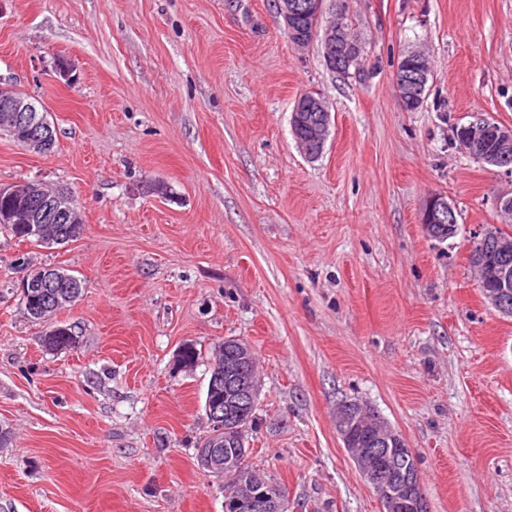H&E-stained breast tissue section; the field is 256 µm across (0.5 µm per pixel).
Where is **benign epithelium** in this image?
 <instances>
[{"instance_id":"benign-epithelium-1","label":"benign epithelium","mask_w":512,"mask_h":512,"mask_svg":"<svg viewBox=\"0 0 512 512\" xmlns=\"http://www.w3.org/2000/svg\"><path fill=\"white\" fill-rule=\"evenodd\" d=\"M276 10L282 18L286 34L296 48L308 46V38L296 34L297 0H275ZM312 38L320 39L327 53L336 55L338 70L349 71L356 60L355 50L359 45L353 41L343 26L326 23L312 27ZM58 80L72 86L78 81L74 66L70 63L54 65ZM429 73L421 70L413 76L395 77V85L400 99L415 102L422 98ZM317 113V120L308 125L305 138L298 140L304 155L309 160L318 159L329 137L331 112L325 101L317 94L300 96L293 107L290 125L297 128L302 125L304 115ZM0 131L22 143L28 149L39 153H48L53 149L55 129L38 112L35 102L18 93L11 85L0 83ZM461 135L471 150L483 155L486 164L512 172V126L496 123H470L461 128ZM14 198L23 202V207L0 219L4 224H33L35 231L43 232L45 224H79L83 222L81 208L71 192L61 187H49L38 181H24L12 184H0V198ZM454 207L443 194H433L426 202L422 224L429 236H436V225H448V237L458 233L454 224ZM499 226L492 225L479 230L485 247L470 252L471 266L482 268L494 280L495 287L484 294L487 302L503 315L512 314V236L498 232ZM259 381L255 371V359L249 347L238 344L237 350L224 358V397L225 402L242 407L238 416L225 418L217 412L211 423L209 436L211 445L201 458L202 466L218 478L236 470L244 460L242 456L224 457L219 440L230 437L238 429L244 408L254 405L259 395ZM396 441V435L386 423H381L373 439L372 448L347 449L351 459L372 485L384 486L382 496L387 512H424L425 502L416 495L414 476L409 475L398 482L386 477L382 454L386 447ZM238 512H279L278 503L264 491L236 496Z\"/></svg>"}]
</instances>
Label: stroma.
Segmentation results:
<instances>
[{"label": "stroma", "mask_w": 512, "mask_h": 512, "mask_svg": "<svg viewBox=\"0 0 512 512\" xmlns=\"http://www.w3.org/2000/svg\"><path fill=\"white\" fill-rule=\"evenodd\" d=\"M347 4L362 79L295 49L273 0H0V81L56 127L45 154L0 137V183L68 187L85 220L51 248L0 231V512H224L194 453L228 338L260 378L248 464L288 512H382L336 429L351 400L413 450L428 512H512V317L468 265L512 174L452 137L512 125V0ZM413 49L433 78L408 112L394 73ZM307 92L332 116L313 162L290 126ZM434 193L458 212L445 241L421 224ZM53 266L83 282L58 352L20 299ZM188 344L199 361L177 367Z\"/></svg>", "instance_id": "1"}]
</instances>
